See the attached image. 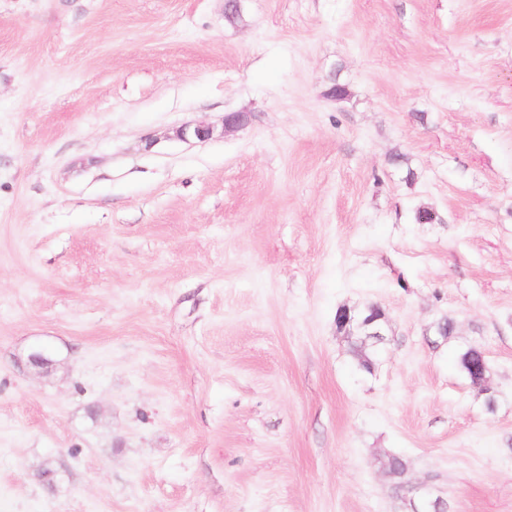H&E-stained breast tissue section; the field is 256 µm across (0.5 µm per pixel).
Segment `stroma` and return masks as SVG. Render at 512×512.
<instances>
[{
	"mask_svg": "<svg viewBox=\"0 0 512 512\" xmlns=\"http://www.w3.org/2000/svg\"><path fill=\"white\" fill-rule=\"evenodd\" d=\"M224 8L0 0V512H512V0Z\"/></svg>",
	"mask_w": 512,
	"mask_h": 512,
	"instance_id": "obj_1",
	"label": "stroma"
}]
</instances>
